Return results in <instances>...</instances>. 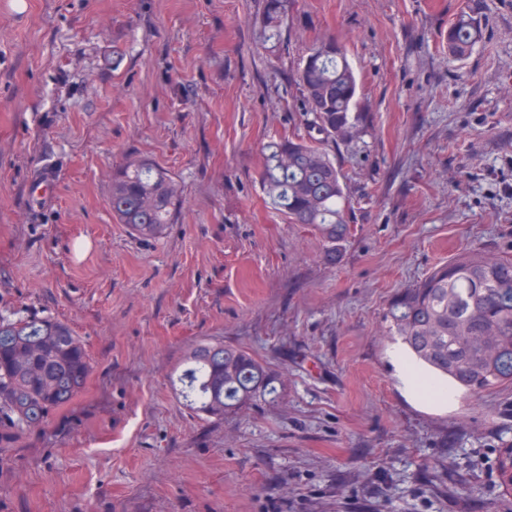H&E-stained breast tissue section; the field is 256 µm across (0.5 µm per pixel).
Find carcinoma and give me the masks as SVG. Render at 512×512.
I'll return each mask as SVG.
<instances>
[{
    "label": "carcinoma",
    "mask_w": 512,
    "mask_h": 512,
    "mask_svg": "<svg viewBox=\"0 0 512 512\" xmlns=\"http://www.w3.org/2000/svg\"><path fill=\"white\" fill-rule=\"evenodd\" d=\"M287 7L288 0H266L268 38L278 36ZM480 38V23L463 11L448 25V52L462 58ZM298 79L311 116L308 134L267 142L258 182L288 223L314 227L334 259L350 233V204L326 145L359 137L369 119L358 111L357 78L336 40L311 48ZM181 205L172 177L150 164L133 163L112 176V214L137 235L160 234ZM385 323V334L427 379L470 393L512 384V257L477 248L449 259L398 292ZM183 365L180 395L199 414L222 418L256 399L276 402L270 370L241 348L200 343ZM90 371L83 342L66 324L0 316V446L72 401ZM498 470L500 486L511 494L512 441L501 447Z\"/></svg>",
    "instance_id": "carcinoma-1"
}]
</instances>
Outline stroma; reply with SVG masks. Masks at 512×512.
Here are the masks:
<instances>
[{
  "instance_id": "stroma-1",
  "label": "stroma",
  "mask_w": 512,
  "mask_h": 512,
  "mask_svg": "<svg viewBox=\"0 0 512 512\" xmlns=\"http://www.w3.org/2000/svg\"><path fill=\"white\" fill-rule=\"evenodd\" d=\"M0 0V312L85 344L84 390L0 447V512H505L512 385L436 403L382 336L393 295L471 248L512 256V0ZM482 40L442 45L460 11ZM342 43L370 115L329 144L350 234L324 258L257 181L304 132L297 71ZM143 160L183 207L157 238L112 216ZM51 171L55 188L32 199ZM202 342L271 368L277 404L225 418L170 376ZM288 0H266L264 11L265 30L271 32L268 35L269 40L278 37L277 29L287 12Z\"/></svg>"
}]
</instances>
